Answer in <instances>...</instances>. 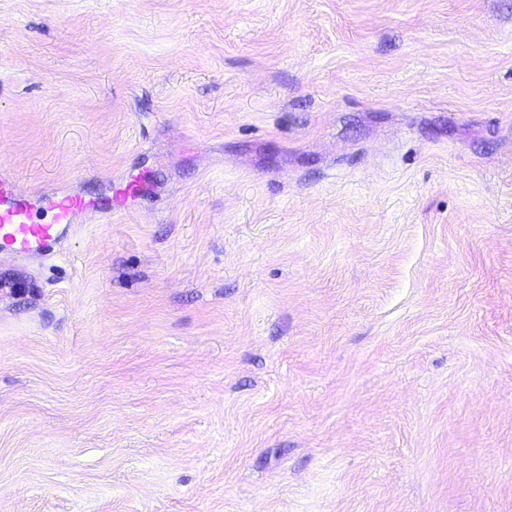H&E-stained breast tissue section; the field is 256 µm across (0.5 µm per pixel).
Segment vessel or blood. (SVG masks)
I'll return each instance as SVG.
<instances>
[{"instance_id": "vessel-or-blood-1", "label": "vessel or blood", "mask_w": 512, "mask_h": 512, "mask_svg": "<svg viewBox=\"0 0 512 512\" xmlns=\"http://www.w3.org/2000/svg\"><path fill=\"white\" fill-rule=\"evenodd\" d=\"M147 188L143 176L129 177L112 192V208L120 211L141 197ZM98 210L94 201L76 194H30L17 180L0 176V258L51 260L58 256L75 231Z\"/></svg>"}]
</instances>
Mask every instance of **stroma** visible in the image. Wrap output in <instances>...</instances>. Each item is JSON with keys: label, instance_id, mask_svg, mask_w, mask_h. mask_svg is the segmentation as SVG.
Returning a JSON list of instances; mask_svg holds the SVG:
<instances>
[{"label": "stroma", "instance_id": "obj_1", "mask_svg": "<svg viewBox=\"0 0 512 512\" xmlns=\"http://www.w3.org/2000/svg\"><path fill=\"white\" fill-rule=\"evenodd\" d=\"M1 173L0 512H512V0H0ZM96 212V202L83 196L30 194L19 187L13 176L1 175L0 258L51 260L67 245L75 225ZM147 188L142 175L129 177L112 191V211H121L141 197Z\"/></svg>", "mask_w": 512, "mask_h": 512}]
</instances>
